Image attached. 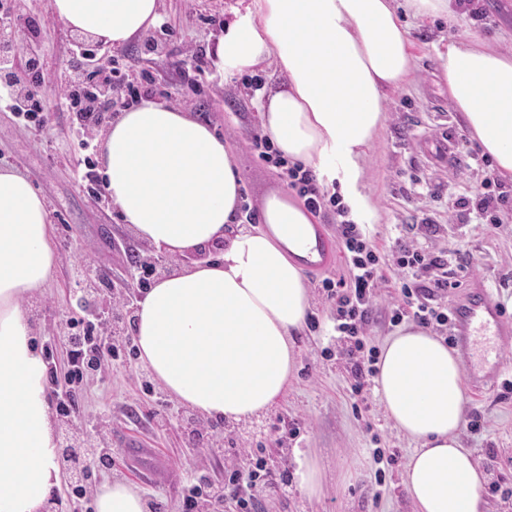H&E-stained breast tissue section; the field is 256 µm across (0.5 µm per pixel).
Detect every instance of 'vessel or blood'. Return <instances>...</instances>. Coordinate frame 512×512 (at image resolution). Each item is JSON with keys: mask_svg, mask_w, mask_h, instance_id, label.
Returning a JSON list of instances; mask_svg holds the SVG:
<instances>
[{"mask_svg": "<svg viewBox=\"0 0 512 512\" xmlns=\"http://www.w3.org/2000/svg\"><path fill=\"white\" fill-rule=\"evenodd\" d=\"M451 336L464 354V372L473 393H481L504 368L503 352L512 343L507 319L492 292L475 286L467 300L453 303Z\"/></svg>", "mask_w": 512, "mask_h": 512, "instance_id": "b4317fda", "label": "vessel or blood"}]
</instances>
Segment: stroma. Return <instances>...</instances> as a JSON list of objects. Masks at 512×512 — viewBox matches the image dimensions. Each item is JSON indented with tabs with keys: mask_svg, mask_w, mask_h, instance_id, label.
Segmentation results:
<instances>
[{
	"mask_svg": "<svg viewBox=\"0 0 512 512\" xmlns=\"http://www.w3.org/2000/svg\"><path fill=\"white\" fill-rule=\"evenodd\" d=\"M49 0H23L26 17L18 35L20 58L36 51L45 74L62 75L70 59L75 34L48 10ZM238 0H161V20L122 48L104 46L103 62L126 63L131 78L141 70L158 74L169 87L168 104L191 112L231 147L232 161L245 185L247 204L260 209L263 198L283 188L278 168L264 161L247 144L257 128L258 93L242 85V76L220 75L213 48L224 30V19ZM472 16L448 22L420 20L407 11L399 16L414 43L416 69L412 79L390 94L385 121L363 163L366 190L377 211L369 237L384 248L397 236L421 248L444 252L450 263L465 261L469 271L449 302L464 300L472 282H481L512 317V203L485 221L472 206L474 189L491 175L488 160L470 140L448 102V86L440 76L433 45L478 37L491 45H512V0H470ZM448 126L454 139L448 161L436 165L421 148L423 139ZM101 138L83 137L76 115L54 102L39 124L20 121L0 102V167L25 176L48 204L56 247V265L49 282L24 305L35 326L38 347L51 348L53 370L67 368L68 346L59 342L60 328L87 317L76 288L92 278L98 295L115 302L133 282L131 257L142 250L123 224L107 195L89 194L81 185L86 158H98ZM317 224L330 240L334 259L321 270H305L311 313L317 325L295 336L299 352L296 375L287 394L267 414L247 423L201 420L189 431L187 407L170 400V418L156 424L152 415L164 390L137 356L104 360L101 372L85 378L77 390L75 424L100 438L112 460L111 469L92 468L84 486L97 491L104 476L136 486L161 512H182L183 491L189 484L224 479L225 450L230 442L262 451L269 464L292 475L295 454L311 451L323 470V491L308 499L295 484L262 498L258 512H413L402 485V474L414 445L393 428L376 392L368 407L357 410L350 397L353 378L341 363L342 343L333 319V303L321 290L326 279L346 273L336 226L320 214ZM387 280L373 310L367 344L382 347L393 332L392 309L398 300L393 282L401 275L388 262ZM504 370L491 386L467 395V415L481 416L479 432L462 429L486 474L482 496L487 512H512V345L504 352ZM298 422L300 432L289 436L283 421ZM392 460L377 465L375 449ZM384 482H377V469Z\"/></svg>",
	"mask_w": 512,
	"mask_h": 512,
	"instance_id": "35a3bbf8",
	"label": "stroma"
}]
</instances>
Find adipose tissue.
Here are the masks:
<instances>
[{"mask_svg":"<svg viewBox=\"0 0 512 512\" xmlns=\"http://www.w3.org/2000/svg\"><path fill=\"white\" fill-rule=\"evenodd\" d=\"M51 15L102 43L129 44L160 19V0H50ZM448 101L493 173L512 182V50L478 39L435 46ZM214 56L219 71L273 69L259 131L289 162L332 188L363 233L377 221L362 162L384 103L415 65L393 0H239ZM111 205L165 256L210 251L158 279L137 303L140 363L204 418L241 423L267 413L295 375L292 338L307 322L305 260H317L314 214L273 192L259 228H240L243 182L223 139L168 103L144 100L102 136ZM55 267L44 196L0 168V512H43L61 483L47 366L23 300ZM375 389L387 418L416 448L403 486L413 512H485L484 475L460 431L464 371L438 337L413 325L382 347ZM97 512H148L144 495L108 478Z\"/></svg>","mask_w":512,"mask_h":512,"instance_id":"adipose-tissue-1","label":"adipose tissue"}]
</instances>
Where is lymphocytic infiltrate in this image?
<instances>
[{
    "label": "lymphocytic infiltrate",
    "instance_id": "lymphocytic-infiltrate-1",
    "mask_svg": "<svg viewBox=\"0 0 512 512\" xmlns=\"http://www.w3.org/2000/svg\"><path fill=\"white\" fill-rule=\"evenodd\" d=\"M72 54L82 59L87 68L86 83L72 87L59 80L55 86L59 99L69 102L75 111L81 112L85 123L95 124L107 117L106 109L90 111L86 108L91 95L100 88L112 89L117 99L130 104L141 98L143 86L156 84L155 77L148 71L141 72L139 81H130L126 64L117 61L108 70H99L95 65L96 49L76 46ZM248 144L266 162L284 169L288 189L296 191L312 212L329 213L336 223L348 275L336 281H323L322 288L335 304L336 331L348 340L344 355L355 378L351 397L355 404H366L370 379L376 372V354L366 347L365 338L383 281L386 257H394L403 271L397 283L400 303L390 316L391 323L395 325L408 317L424 328L446 327L449 314L438 301L456 288L457 272L449 268L443 256L431 250H419L402 236L396 237L387 250H379L363 238L358 226L348 220L339 197L321 188L310 169L288 163L259 134H252ZM74 327L78 340L70 352V369L66 376L70 385L83 381L91 362L119 356L117 350L100 341L91 321L75 320ZM284 486L285 481L277 469L264 456L253 453L247 467L225 469L223 482L192 485L183 498V512H199V505L203 502L218 508L228 501L233 503L235 512H256L261 495Z\"/></svg>",
    "mask_w": 512,
    "mask_h": 512
}]
</instances>
